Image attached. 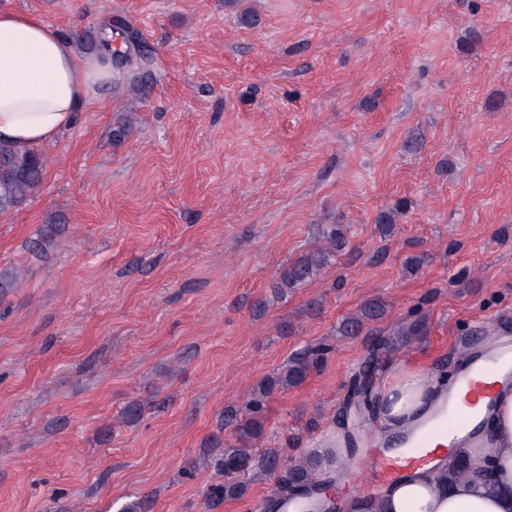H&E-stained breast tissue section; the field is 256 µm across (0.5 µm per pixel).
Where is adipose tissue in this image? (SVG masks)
<instances>
[{
  "instance_id": "1",
  "label": "adipose tissue",
  "mask_w": 512,
  "mask_h": 512,
  "mask_svg": "<svg viewBox=\"0 0 512 512\" xmlns=\"http://www.w3.org/2000/svg\"><path fill=\"white\" fill-rule=\"evenodd\" d=\"M100 75L52 27L0 12V140L20 150L53 141L72 124L89 79ZM457 389L435 369L396 363L380 391V436L406 437ZM472 413L481 431L456 433L451 452L436 454L384 488L381 512H512V383L500 384L493 400L478 403ZM460 457L473 476L448 481Z\"/></svg>"
}]
</instances>
